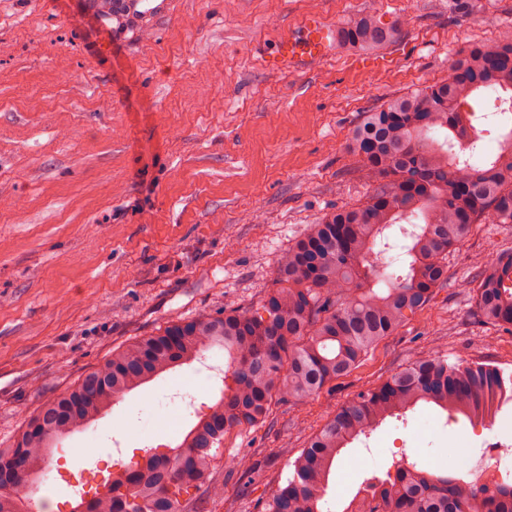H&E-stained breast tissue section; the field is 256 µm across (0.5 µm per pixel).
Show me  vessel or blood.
I'll list each match as a JSON object with an SVG mask.
<instances>
[{
	"instance_id": "1",
	"label": "vessel or blood",
	"mask_w": 512,
	"mask_h": 512,
	"mask_svg": "<svg viewBox=\"0 0 512 512\" xmlns=\"http://www.w3.org/2000/svg\"><path fill=\"white\" fill-rule=\"evenodd\" d=\"M335 38V30L321 15H306L299 31L281 34L266 64L284 74L306 69L331 54Z\"/></svg>"
}]
</instances>
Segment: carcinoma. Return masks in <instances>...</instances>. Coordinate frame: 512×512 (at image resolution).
Listing matches in <instances>:
<instances>
[{
    "label": "carcinoma",
    "mask_w": 512,
    "mask_h": 512,
    "mask_svg": "<svg viewBox=\"0 0 512 512\" xmlns=\"http://www.w3.org/2000/svg\"><path fill=\"white\" fill-rule=\"evenodd\" d=\"M402 24L372 10L336 31L357 49H384ZM487 88L512 92V27L492 45L472 44L441 82L386 100L352 130L348 149L362 164L367 201L325 214L278 260L277 287L254 309L208 313L172 322L112 351L68 390L37 407L0 468L19 461L34 486L57 440L96 422L125 394L160 374L224 349V390L197 417L182 442L112 473L105 491L70 512H189L193 487L206 482L224 435L258 428L279 401H307L353 372L382 340L424 310L448 281V255L476 224H512V131L481 162L466 149L463 106ZM403 263L391 269L394 233ZM466 286L480 321L512 332V249L496 252ZM506 378L488 364L420 356L334 413L292 464L264 512H324L334 464L353 440L418 404L448 417L486 416ZM233 465L249 492L256 468L241 454ZM0 488V512H30L32 494ZM343 512H512V482L468 483L461 466L436 471L399 461L388 479L359 488Z\"/></svg>",
    "instance_id": "obj_1"
}]
</instances>
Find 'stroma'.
<instances>
[{"instance_id": "35a3bbf8", "label": "stroma", "mask_w": 512, "mask_h": 512, "mask_svg": "<svg viewBox=\"0 0 512 512\" xmlns=\"http://www.w3.org/2000/svg\"><path fill=\"white\" fill-rule=\"evenodd\" d=\"M402 23L375 53L335 46L310 71L263 59L309 13L343 26L367 6ZM96 0H0V445L26 415L72 387L114 349L168 323L255 306L279 255L310 224L364 203L370 188L348 139L365 112L433 85L473 43L512 26V0H172L167 16L101 30ZM108 44L100 54V44ZM512 248V224H478L448 256V284L349 376L303 404L279 403L260 429L224 437L195 512H263L333 411L429 349L512 372V333L482 323L463 288ZM222 381L177 367L126 394L95 426L58 441L51 462L98 473L187 432L171 394L199 411ZM134 419L138 432L120 427ZM465 421L418 407L346 448L330 476L336 512L392 463L435 470L472 448ZM97 455H85L88 447ZM259 476L239 495L231 461ZM223 486V496L211 486Z\"/></svg>"}]
</instances>
